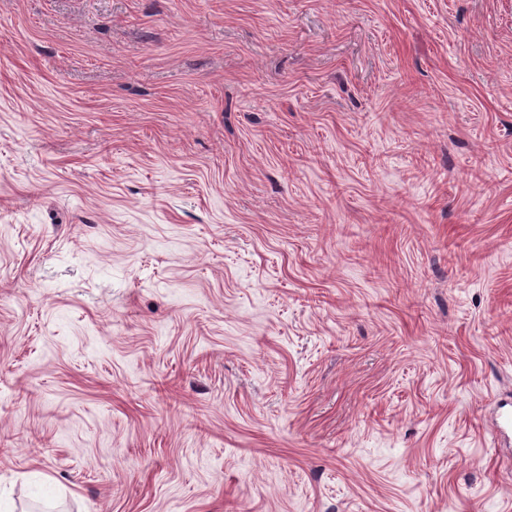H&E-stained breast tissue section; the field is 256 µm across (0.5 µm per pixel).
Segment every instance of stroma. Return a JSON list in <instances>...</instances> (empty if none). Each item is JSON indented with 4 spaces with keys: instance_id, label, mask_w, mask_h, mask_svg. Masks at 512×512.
Wrapping results in <instances>:
<instances>
[{
    "instance_id": "stroma-1",
    "label": "stroma",
    "mask_w": 512,
    "mask_h": 512,
    "mask_svg": "<svg viewBox=\"0 0 512 512\" xmlns=\"http://www.w3.org/2000/svg\"><path fill=\"white\" fill-rule=\"evenodd\" d=\"M512 0H0L16 512H512Z\"/></svg>"
}]
</instances>
